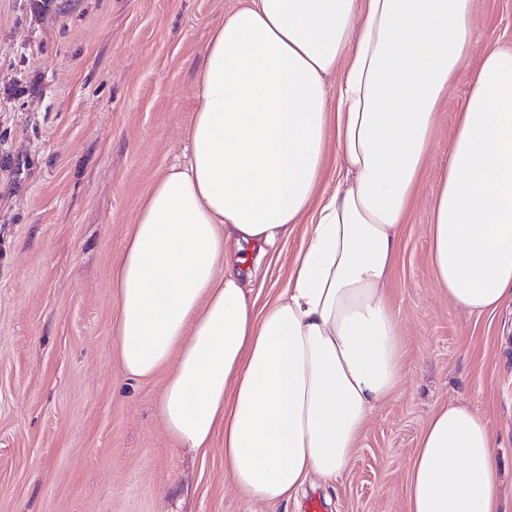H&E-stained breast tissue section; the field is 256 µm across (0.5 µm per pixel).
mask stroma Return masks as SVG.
I'll return each mask as SVG.
<instances>
[{
  "mask_svg": "<svg viewBox=\"0 0 512 512\" xmlns=\"http://www.w3.org/2000/svg\"><path fill=\"white\" fill-rule=\"evenodd\" d=\"M239 0H0V512H408L431 415L476 409L499 438L512 501V301L474 317L430 266L432 186L487 52L512 47V0H476L469 57L445 93L429 164L387 284L402 375L329 487L270 507L224 469V440L179 447L158 414L163 375L131 380L112 344L111 287L157 177L189 151L196 74ZM289 235L250 284L256 307L288 283Z\"/></svg>",
  "mask_w": 512,
  "mask_h": 512,
  "instance_id": "stroma-1",
  "label": "stroma"
}]
</instances>
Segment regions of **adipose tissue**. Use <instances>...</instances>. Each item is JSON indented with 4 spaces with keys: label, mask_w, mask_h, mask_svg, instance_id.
<instances>
[{
    "label": "adipose tissue",
    "mask_w": 512,
    "mask_h": 512,
    "mask_svg": "<svg viewBox=\"0 0 512 512\" xmlns=\"http://www.w3.org/2000/svg\"><path fill=\"white\" fill-rule=\"evenodd\" d=\"M474 15L475 0H243L209 34L190 153L152 184L114 269L113 333L127 377L165 373L167 434L184 448L223 435L250 501L334 481L399 383L385 289ZM331 135L345 177L319 204ZM307 214L287 287L255 311L248 282ZM430 237L452 306L479 317L512 300L510 49L486 55L457 114ZM495 446L477 411L438 410L409 512H512Z\"/></svg>",
    "instance_id": "1"
}]
</instances>
